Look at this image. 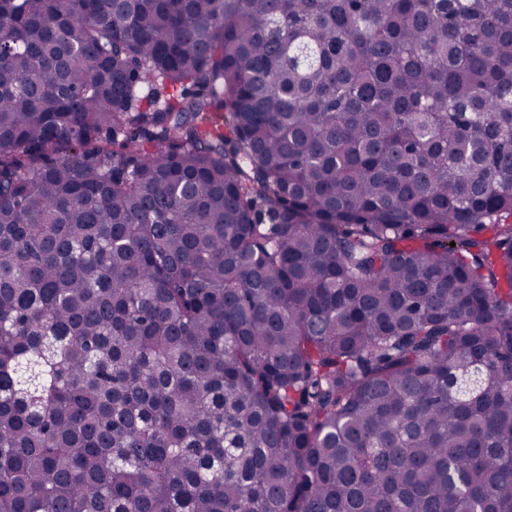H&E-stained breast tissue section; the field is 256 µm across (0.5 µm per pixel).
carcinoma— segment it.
Returning a JSON list of instances; mask_svg holds the SVG:
<instances>
[{
    "label": "carcinoma",
    "mask_w": 512,
    "mask_h": 512,
    "mask_svg": "<svg viewBox=\"0 0 512 512\" xmlns=\"http://www.w3.org/2000/svg\"><path fill=\"white\" fill-rule=\"evenodd\" d=\"M0 512H512V0H0Z\"/></svg>",
    "instance_id": "obj_1"
}]
</instances>
